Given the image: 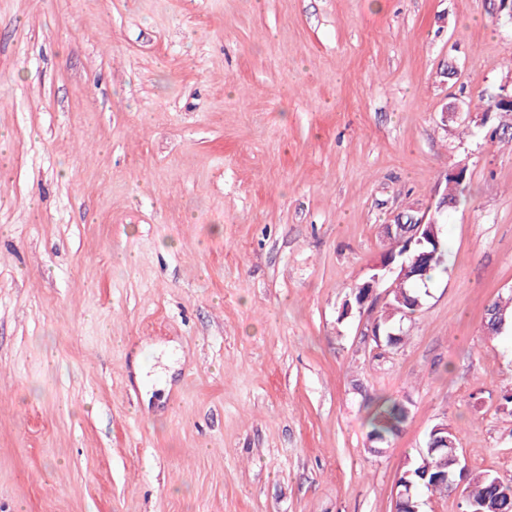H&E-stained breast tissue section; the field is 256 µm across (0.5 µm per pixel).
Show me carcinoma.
<instances>
[{
	"label": "carcinoma",
	"instance_id": "1",
	"mask_svg": "<svg viewBox=\"0 0 512 512\" xmlns=\"http://www.w3.org/2000/svg\"><path fill=\"white\" fill-rule=\"evenodd\" d=\"M492 107V100H483L482 108ZM494 108V107H492ZM494 114L500 118L497 128L501 131V139L512 141V123L501 121V117H512V108L495 107ZM438 245L424 244L422 250H436L428 256L420 266L422 277H412L395 285L391 292L390 303L397 313L394 317L403 321L423 307L426 289L430 282L446 270V243L437 226ZM512 319V296L505 300L493 302L487 308L486 328L496 332L492 325L493 318ZM409 415L408 407L399 401L385 400L381 402L370 419L368 439L375 445L390 444ZM432 447L425 449L424 455L407 463L401 480L404 484L402 500L397 504L398 512H413L417 507V492L424 489L431 494H443L448 491L446 479L460 477L465 479L464 512H512V487L499 483V476L491 472L466 473L462 467L454 464V456L460 454L456 431L449 425L445 430L434 434L428 439Z\"/></svg>",
	"mask_w": 512,
	"mask_h": 512
}]
</instances>
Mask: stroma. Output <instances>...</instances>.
<instances>
[{
  "instance_id": "stroma-1",
  "label": "stroma",
  "mask_w": 512,
  "mask_h": 512,
  "mask_svg": "<svg viewBox=\"0 0 512 512\" xmlns=\"http://www.w3.org/2000/svg\"><path fill=\"white\" fill-rule=\"evenodd\" d=\"M509 77L495 0H0V512H394L441 422L512 480V144L440 123ZM462 159L379 358L342 306ZM408 415L409 409L404 403L384 400L371 416L368 439L375 445L389 446L391 439L399 433Z\"/></svg>"
}]
</instances>
